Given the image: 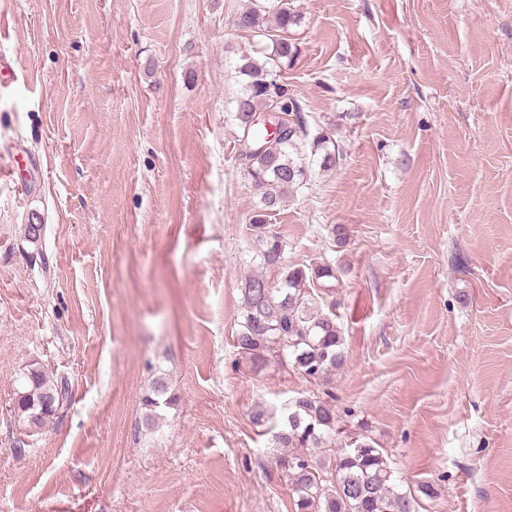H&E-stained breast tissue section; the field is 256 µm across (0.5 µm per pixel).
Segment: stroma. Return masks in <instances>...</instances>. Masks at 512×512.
<instances>
[{"mask_svg": "<svg viewBox=\"0 0 512 512\" xmlns=\"http://www.w3.org/2000/svg\"><path fill=\"white\" fill-rule=\"evenodd\" d=\"M247 0H0V512H291L256 425L301 392L368 436L419 512H512V0H293L280 80L311 165L271 217L345 363L254 372L234 346L259 197L238 156ZM44 231L29 243L24 228ZM349 230L345 244L332 229ZM62 414L12 411L30 361ZM177 398L142 424L155 378Z\"/></svg>", "mask_w": 512, "mask_h": 512, "instance_id": "stroma-1", "label": "stroma"}]
</instances>
